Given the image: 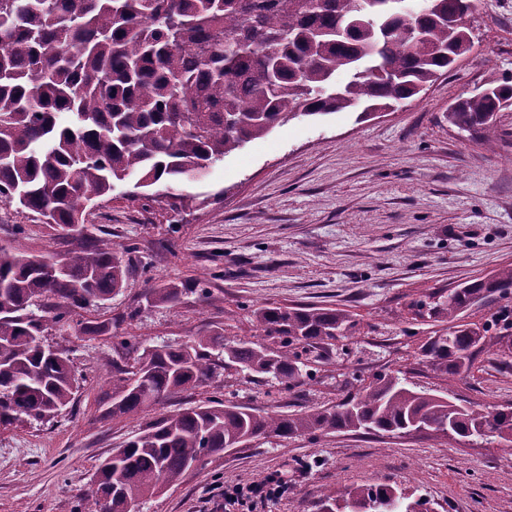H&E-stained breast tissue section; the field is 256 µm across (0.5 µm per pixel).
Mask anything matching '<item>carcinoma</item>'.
I'll return each mask as SVG.
<instances>
[{"label": "carcinoma", "instance_id": "cac0c4a2", "mask_svg": "<svg viewBox=\"0 0 512 512\" xmlns=\"http://www.w3.org/2000/svg\"><path fill=\"white\" fill-rule=\"evenodd\" d=\"M471 0H0V197L35 213L68 239L55 266L45 255L0 245V430L49 421L77 392L70 359L52 353L49 326L123 287L128 265L109 238L77 225L114 183L159 182L176 193L186 180L243 143L299 116L348 109L367 115L410 99L451 70L473 37L459 22ZM342 72L347 80L336 83ZM512 78L488 82L448 113L459 130L486 134ZM176 284L152 288L150 304L175 306ZM55 299L51 315L41 300ZM505 302L512 328V266L476 277L444 296L411 303L447 323L423 353L453 382L467 372L492 329L464 322L474 306ZM261 340L223 334L142 349L112 373V416L132 417L162 398L205 383L212 351L224 363L289 389L302 382L301 353L358 322L344 310L264 305L254 311ZM449 430L458 441L512 442V408L480 413L415 390L383 373L362 393L300 414L258 412L216 399L181 408L112 450L97 470L85 512H133L205 458L242 441L336 432L409 434ZM331 512H433L389 484L331 490Z\"/></svg>", "mask_w": 512, "mask_h": 512}]
</instances>
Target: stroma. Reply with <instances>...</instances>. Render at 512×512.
<instances>
[{"label":"stroma","mask_w":512,"mask_h":512,"mask_svg":"<svg viewBox=\"0 0 512 512\" xmlns=\"http://www.w3.org/2000/svg\"><path fill=\"white\" fill-rule=\"evenodd\" d=\"M472 3L471 51L419 99L367 118L292 119L185 182L179 208L134 198L129 178L88 211L87 223L128 247L130 277L110 299L51 329L48 341L68 351L78 391L54 421L0 431V512H82L113 448L162 414L215 396L300 413L399 371L459 404L512 406V335L486 339L451 382L422 362L434 326L409 309L411 300L512 264V106L485 136L448 122L458 98L512 76V0ZM1 244L37 255L69 248L36 214L4 200ZM168 283L182 287L179 303L147 305V289ZM272 303L342 309L361 330L314 350L307 379L293 388L220 372L138 416H111L113 363L214 330L250 339L254 310ZM279 471L287 495L256 512H317L330 489L379 482L427 498L434 512H512V447L352 432L259 440L211 456L136 512H225L224 486Z\"/></svg>","instance_id":"35a3bbf8"}]
</instances>
